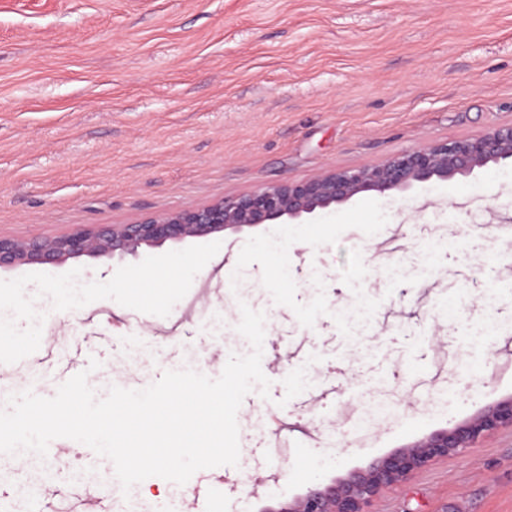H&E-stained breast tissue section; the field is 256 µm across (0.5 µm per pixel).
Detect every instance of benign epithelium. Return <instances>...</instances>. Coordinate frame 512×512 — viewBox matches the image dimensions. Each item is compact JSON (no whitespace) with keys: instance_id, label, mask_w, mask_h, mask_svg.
Wrapping results in <instances>:
<instances>
[{"instance_id":"1","label":"benign epithelium","mask_w":512,"mask_h":512,"mask_svg":"<svg viewBox=\"0 0 512 512\" xmlns=\"http://www.w3.org/2000/svg\"><path fill=\"white\" fill-rule=\"evenodd\" d=\"M506 160L512 161V124L473 138L430 143L374 166L327 171L306 181H284L207 205L146 216L130 224H107L40 239L0 236V268L116 253L137 257L141 250L168 240L207 237L284 217L298 219L365 192H401L416 183L434 178L447 181ZM502 427H512V397L495 402L451 429L405 445L363 470L312 488L291 501L267 506L263 512H375L384 491L464 452L479 438Z\"/></svg>"}]
</instances>
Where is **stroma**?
<instances>
[{"instance_id":"35a3bbf8","label":"stroma","mask_w":512,"mask_h":512,"mask_svg":"<svg viewBox=\"0 0 512 512\" xmlns=\"http://www.w3.org/2000/svg\"><path fill=\"white\" fill-rule=\"evenodd\" d=\"M512 123V0H0V234L128 224L377 164ZM512 163L360 194L286 224L0 270V333L97 346L92 387L218 378L265 315L268 396L237 413L239 462L123 493L67 440L0 454V506L58 512L112 483V512H262L512 396ZM139 307L144 324L107 310ZM103 309L88 322L90 309ZM0 380L50 398L47 368ZM288 424L279 455L274 418ZM376 512H512V428L385 492Z\"/></svg>"}]
</instances>
